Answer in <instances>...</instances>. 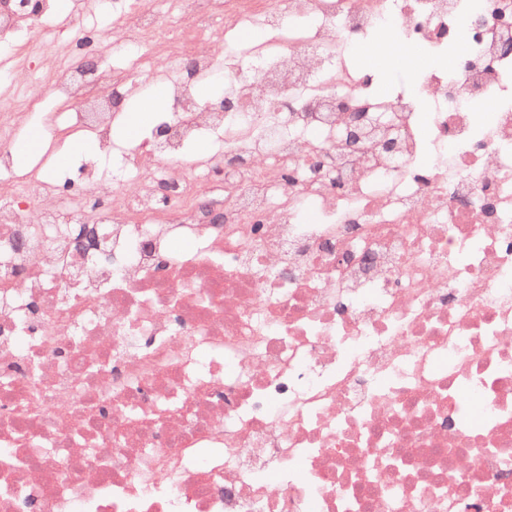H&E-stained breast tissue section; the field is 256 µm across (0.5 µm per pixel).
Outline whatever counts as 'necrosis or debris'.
Here are the masks:
<instances>
[{"label":"necrosis or debris","mask_w":512,"mask_h":512,"mask_svg":"<svg viewBox=\"0 0 512 512\" xmlns=\"http://www.w3.org/2000/svg\"><path fill=\"white\" fill-rule=\"evenodd\" d=\"M38 3L0 11L1 45L57 51ZM501 4L113 0L132 68L18 62L28 94L85 106L52 140L94 149L74 194L17 179L0 105V512H512ZM362 42L457 70L383 96L346 62ZM212 79L236 111L200 98ZM159 81L162 137L120 148L108 98Z\"/></svg>","instance_id":"necrosis-or-debris-1"}]
</instances>
